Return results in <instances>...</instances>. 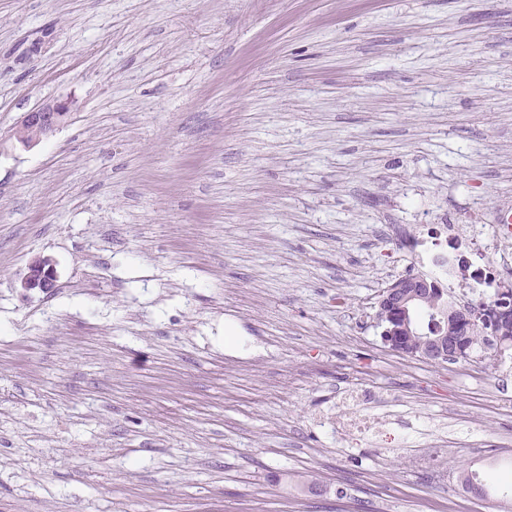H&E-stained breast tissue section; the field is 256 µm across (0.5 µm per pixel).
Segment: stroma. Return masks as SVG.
Instances as JSON below:
<instances>
[{"mask_svg":"<svg viewBox=\"0 0 512 512\" xmlns=\"http://www.w3.org/2000/svg\"><path fill=\"white\" fill-rule=\"evenodd\" d=\"M506 207L512 0H0V512H512L459 479L512 468V347L376 324L407 225ZM356 381L392 444L320 426ZM73 101L69 98H53L20 118L17 129L25 132L18 142L25 148H33L52 137L67 122ZM57 271L53 261L41 255L32 257L20 278V286L26 291L39 290L49 293L55 288ZM512 289L510 288V302H504L506 307L511 309V315L508 322L501 326L488 324L480 319L472 323L471 327L467 329V335L458 334L456 336L458 343L466 352L458 359H451L448 361L456 362L459 359H465L469 355L470 349L472 350L475 345L479 343L485 344L489 349L498 346V342L509 341L512 346ZM455 336H446V332L435 336H428L426 338L427 347L422 352L420 358L434 364L445 363L448 358H455L460 353L459 344ZM469 350V351H468Z\"/></svg>","mask_w":512,"mask_h":512,"instance_id":"stroma-1","label":"stroma"}]
</instances>
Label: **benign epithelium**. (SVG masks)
<instances>
[{"mask_svg": "<svg viewBox=\"0 0 512 512\" xmlns=\"http://www.w3.org/2000/svg\"><path fill=\"white\" fill-rule=\"evenodd\" d=\"M72 105L73 101L68 97L53 98L24 113L17 128L24 130L25 135L18 142L30 149L48 140L67 122ZM56 282L57 271L53 261L41 255L29 260L20 278V286L24 290L37 289L43 293L51 292ZM429 292L427 278L421 273L412 277L402 276L383 290L378 301L377 319L384 324L381 338L390 349L404 352V338L415 335L412 313ZM426 342L422 359L430 363L441 364L460 353L456 338L444 332L427 337Z\"/></svg>", "mask_w": 512, "mask_h": 512, "instance_id": "obj_1", "label": "benign epithelium"}]
</instances>
